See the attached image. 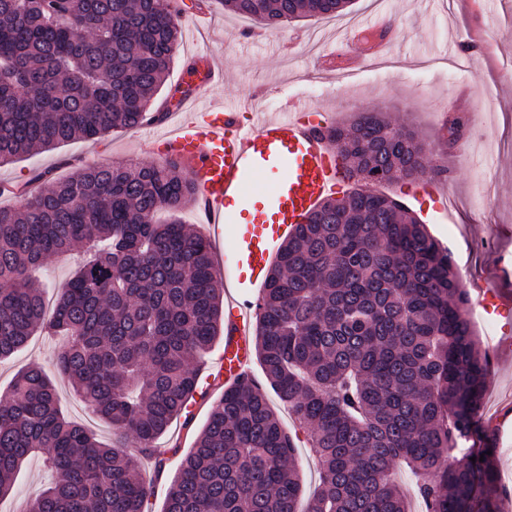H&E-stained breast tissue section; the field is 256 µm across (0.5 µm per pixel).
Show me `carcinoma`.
Wrapping results in <instances>:
<instances>
[{
	"instance_id": "obj_1",
	"label": "carcinoma",
	"mask_w": 512,
	"mask_h": 512,
	"mask_svg": "<svg viewBox=\"0 0 512 512\" xmlns=\"http://www.w3.org/2000/svg\"><path fill=\"white\" fill-rule=\"evenodd\" d=\"M352 0H224L266 29ZM181 31L172 0H0V165L160 121ZM323 136L347 179L447 176L411 130L361 112ZM17 187L0 207V361L37 332L66 338L55 375L31 364L0 398V497L34 457L49 479L24 512H147L140 460L187 411L224 320L212 245L176 214L194 187L174 159L89 165ZM89 255L45 309L33 272ZM451 253L401 202L355 190L320 203L279 247L257 306L265 383L309 430L319 485L301 499L297 446L263 384L212 406L163 512H408L391 479L421 477L424 512H501L477 429L490 355ZM120 432L106 446L60 411L56 379Z\"/></svg>"
}]
</instances>
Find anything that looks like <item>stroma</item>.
<instances>
[{
    "mask_svg": "<svg viewBox=\"0 0 512 512\" xmlns=\"http://www.w3.org/2000/svg\"><path fill=\"white\" fill-rule=\"evenodd\" d=\"M208 7L207 32L194 33L191 14L181 17L182 37L161 98L180 87L191 60L207 55L225 73L223 85L209 93L214 104L232 106L255 90L253 110L260 116H283L291 102L310 106L330 124L381 107L427 145L430 166L451 170V178L433 183L425 194L410 181L381 183L375 190L408 207L452 254L471 297L472 326L482 346L495 354L480 424L498 450L500 479L512 488V304L504 300L512 293V0H353L342 15L308 17L274 31L225 12L222 0H208ZM382 13L394 33L391 67L367 63L351 72L320 70L321 57L351 29H370ZM475 30L482 31L484 42L472 41ZM468 101L474 107L464 136L455 148H446L441 127L455 114L456 103ZM167 132L164 125L145 126L76 140L1 166L0 185L23 184L45 170L64 177L89 163L153 162ZM62 346L60 337L35 336L19 355L1 361L0 396L21 367L51 366ZM223 351V340H216L205 357L190 417L175 419L160 441L168 455L153 482L151 512H163L182 456L224 393L223 381L213 376ZM267 397L300 450L302 493L310 495L317 478L310 438L275 392ZM47 479L40 458H33L18 473L12 493L0 498V512H18Z\"/></svg>",
    "mask_w": 512,
    "mask_h": 512,
    "instance_id": "obj_1",
    "label": "stroma"
}]
</instances>
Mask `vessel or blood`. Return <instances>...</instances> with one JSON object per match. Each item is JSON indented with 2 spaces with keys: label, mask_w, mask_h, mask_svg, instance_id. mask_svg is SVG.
<instances>
[{
  "label": "vessel or blood",
  "mask_w": 512,
  "mask_h": 512,
  "mask_svg": "<svg viewBox=\"0 0 512 512\" xmlns=\"http://www.w3.org/2000/svg\"><path fill=\"white\" fill-rule=\"evenodd\" d=\"M364 55L379 57L391 41L384 27L361 34ZM222 68L207 65L191 72L170 115L176 121L169 133L168 154L183 162L191 179L196 207L204 223L216 228L233 222L224 204L261 201L254 221L236 226L231 263L249 271L251 282L263 281L278 240L304 223L325 197L338 189L345 175L336 148L321 135L318 123L300 111L285 118H257L241 125L237 111L208 105L209 90L223 82ZM279 172L273 189L255 196L249 189L253 174ZM254 308L242 282L230 281L224 291V353L218 372L233 384L250 372V316Z\"/></svg>",
  "instance_id": "vessel-or-blood-1"
}]
</instances>
